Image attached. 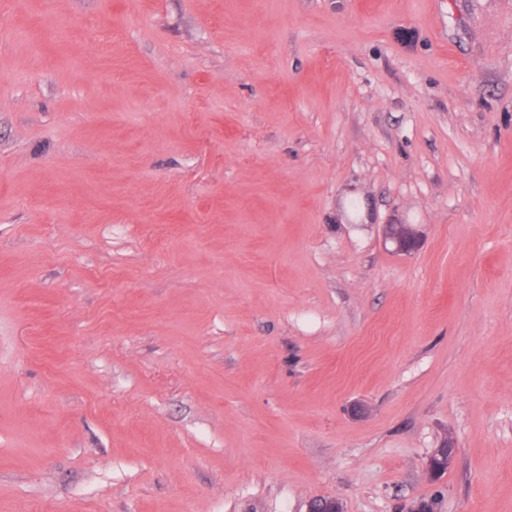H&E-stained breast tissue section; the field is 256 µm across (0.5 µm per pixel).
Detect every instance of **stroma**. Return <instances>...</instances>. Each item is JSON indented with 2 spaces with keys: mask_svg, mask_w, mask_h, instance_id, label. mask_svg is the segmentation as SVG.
<instances>
[{
  "mask_svg": "<svg viewBox=\"0 0 512 512\" xmlns=\"http://www.w3.org/2000/svg\"><path fill=\"white\" fill-rule=\"evenodd\" d=\"M317 497L512 512V0H0V512ZM385 242L393 245L394 251L410 254L420 245V234L410 224H387L383 228Z\"/></svg>",
  "mask_w": 512,
  "mask_h": 512,
  "instance_id": "1",
  "label": "stroma"
}]
</instances>
